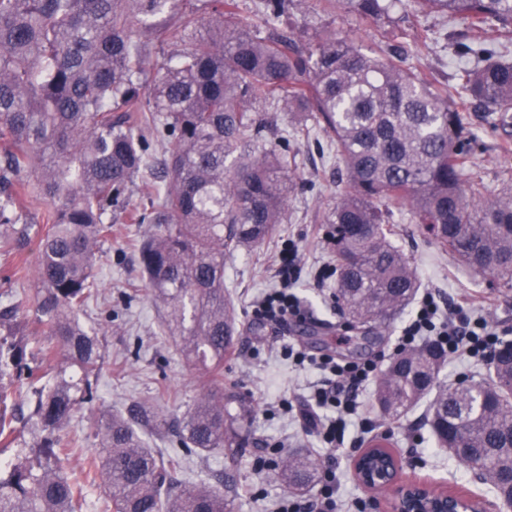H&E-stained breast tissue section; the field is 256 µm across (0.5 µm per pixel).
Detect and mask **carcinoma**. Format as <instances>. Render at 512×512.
Wrapping results in <instances>:
<instances>
[{"mask_svg":"<svg viewBox=\"0 0 512 512\" xmlns=\"http://www.w3.org/2000/svg\"><path fill=\"white\" fill-rule=\"evenodd\" d=\"M344 7L357 22L392 27L396 0H318ZM423 12L454 20L469 33L458 46L456 97L423 67L428 38L413 49L389 45L362 53L352 34L288 27L293 0H260L243 13L240 0H0V256L17 276L16 259L38 238L33 323L45 336L48 363L64 353L84 378L97 376L101 353L75 310L98 295L95 247L113 221L150 224L139 263L166 326L209 378L206 393L183 419L178 445L230 457L252 440L254 408L224 391L226 339L237 332L224 296V257L258 246L284 223L296 180L288 136L266 143L265 112H302L335 142L347 184L326 223L336 255L335 299L364 327L403 310L419 283L409 260L389 240L396 212L474 273L512 286V187L497 193L468 176L479 132L466 113L486 112L484 130L512 127V63L494 58L489 33L512 32V0H412ZM167 12L160 23L147 21ZM174 52L153 60L149 46ZM473 56L486 64L468 68ZM168 147L159 180L146 181L149 204H132L131 187L152 168L155 145ZM50 206L48 226L28 217L29 202ZM17 306L0 309V453L17 440L16 411L4 376L35 395L30 418L43 432L34 458L0 472V512H83L84 488L61 471L67 444L58 431L92 398L63 377L24 362L16 339ZM446 352L429 343L391 360L374 401L397 421L427 395L429 425L442 448L479 472L496 492L494 474L512 469V360L491 362L490 380L445 388ZM155 415L135 406L128 417L100 421L101 452L85 468L105 480L115 512H234V475L224 491L208 483L181 488L179 461H163L139 430ZM370 462L393 465L387 438L371 440ZM318 463L310 454L281 461L277 478L310 489Z\"/></svg>","mask_w":512,"mask_h":512,"instance_id":"cac0c4a2","label":"carcinoma"}]
</instances>
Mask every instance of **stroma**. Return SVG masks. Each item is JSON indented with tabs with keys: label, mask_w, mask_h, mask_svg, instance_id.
<instances>
[{
	"label": "stroma",
	"mask_w": 512,
	"mask_h": 512,
	"mask_svg": "<svg viewBox=\"0 0 512 512\" xmlns=\"http://www.w3.org/2000/svg\"><path fill=\"white\" fill-rule=\"evenodd\" d=\"M293 11L318 31L355 29L356 41L363 53L379 51L381 37L376 25H356L352 15L338 9L320 12L317 0H295ZM408 37L429 34L430 48L425 65L450 78V61L459 40V25L434 14L407 11L401 23ZM298 175L306 182L304 190L291 194L284 224L278 232L257 247H244L224 260V289L235 308L239 332L238 344L224 358V388L244 396L255 407L251 428L258 443L238 460H230L221 451L207 454L179 453L177 434L184 417L197 403L203 385L201 370L180 352V338L163 326L165 311L155 302L138 263V243L148 234L145 224L119 220L99 247L95 271L100 282L99 297L77 310L85 329L94 335L104 358L103 371L95 387L93 402L80 404L60 431L74 445L63 463L64 474L87 488L84 512H113L101 474L85 469L83 458L100 448L97 424L103 414L126 411L133 404L149 406L163 423L160 433L148 442L159 458L179 453L181 468L178 482L192 486L208 481L223 487L225 473H233L240 486L234 512H269L272 503L288 489L275 475L277 463L286 455L312 452L320 464L335 462L342 497H361L381 503L356 480L353 459L367 439L387 436L402 460V479L424 481L439 486L469 490L488 501L496 494L489 485L477 483L469 469L447 449L436 447L423 423L427 403H420L397 421L386 420L374 398L373 386L360 396L359 414L343 444L328 449L316 437L312 420L316 409L308 400V385L314 373L296 366L285 356L286 348L313 355L330 353L351 361H375L384 366L395 356L400 331L409 319L402 312L381 327L383 342L369 353L355 350L357 332L351 320L340 311L333 298L335 282H317L318 271L335 266V258L326 242L325 220L335 205L337 186L345 182L336 147L319 129L291 144ZM476 173L489 190L512 184V146L503 147L499 137L488 136L474 161ZM392 239L409 259L422 291L435 294L440 302L468 296L479 314L498 330L512 334V288L489 287L486 278L475 275L450 253L425 238L418 225L405 215L391 220ZM298 246L301 277L294 291L307 317L308 332L297 329L296 322L275 326L257 321L251 314L253 301L276 287L275 258L283 240ZM39 248L30 244L20 264L25 277L15 283L14 301L20 306L18 321L31 320L36 288ZM111 315H104V307ZM294 406L293 412L280 409L281 400Z\"/></svg>",
	"instance_id": "stroma-1"
}]
</instances>
